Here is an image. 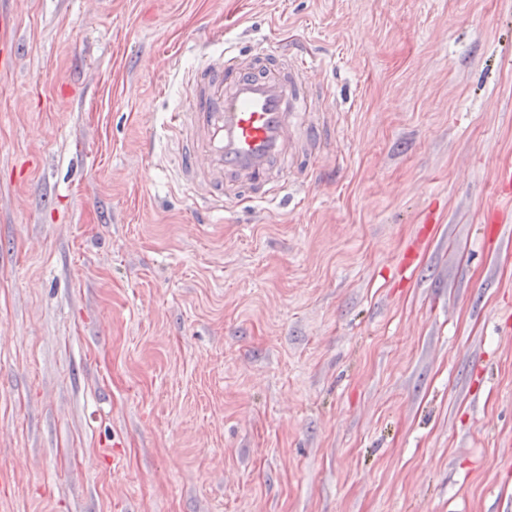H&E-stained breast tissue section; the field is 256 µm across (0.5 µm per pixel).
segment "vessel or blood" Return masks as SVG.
Instances as JSON below:
<instances>
[{
    "label": "vessel or blood",
    "instance_id": "b4317fda",
    "mask_svg": "<svg viewBox=\"0 0 512 512\" xmlns=\"http://www.w3.org/2000/svg\"><path fill=\"white\" fill-rule=\"evenodd\" d=\"M186 103L170 115L178 182L201 210L249 193L266 202L269 177L297 165L301 141H323V126L299 127L313 102L306 62L260 41L246 52L203 54L184 75Z\"/></svg>",
    "mask_w": 512,
    "mask_h": 512
}]
</instances>
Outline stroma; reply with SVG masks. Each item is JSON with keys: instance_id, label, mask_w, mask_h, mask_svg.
<instances>
[{"instance_id": "stroma-1", "label": "stroma", "mask_w": 512, "mask_h": 512, "mask_svg": "<svg viewBox=\"0 0 512 512\" xmlns=\"http://www.w3.org/2000/svg\"><path fill=\"white\" fill-rule=\"evenodd\" d=\"M0 512L512 501V0H0ZM287 40L331 127L290 202L200 214L169 112ZM438 218L413 274L398 261Z\"/></svg>"}]
</instances>
